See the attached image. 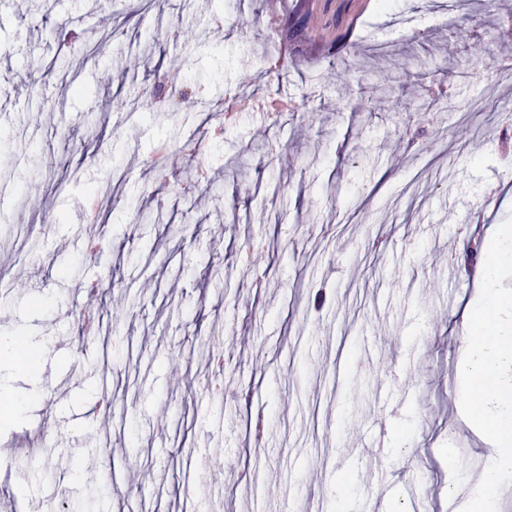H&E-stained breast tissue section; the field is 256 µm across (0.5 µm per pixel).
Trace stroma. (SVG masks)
Returning a JSON list of instances; mask_svg holds the SVG:
<instances>
[{
    "label": "stroma",
    "instance_id": "stroma-1",
    "mask_svg": "<svg viewBox=\"0 0 512 512\" xmlns=\"http://www.w3.org/2000/svg\"><path fill=\"white\" fill-rule=\"evenodd\" d=\"M511 10L56 0L49 25L42 0H0V331L47 344L33 370L0 368V397L22 406L0 416L13 512H336L341 484L349 512H406L405 497L378 498L382 474L448 512L441 446L464 444L465 487L483 466L460 419L464 335L448 324L484 271L454 255L488 248L512 216ZM66 22L82 39L69 52L53 34ZM167 75L292 104L241 108L158 182L157 145L205 128L139 99ZM263 138L294 164L255 151ZM91 208L112 238L92 267ZM253 238L264 261L246 268ZM96 274L87 336L80 285Z\"/></svg>",
    "mask_w": 512,
    "mask_h": 512
}]
</instances>
